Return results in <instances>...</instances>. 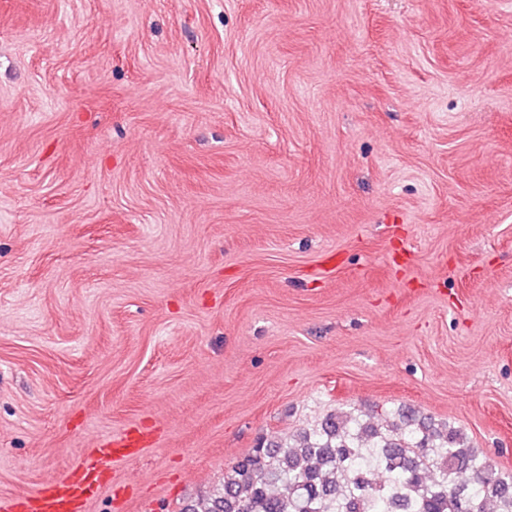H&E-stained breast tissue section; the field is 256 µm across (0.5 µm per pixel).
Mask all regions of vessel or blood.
I'll use <instances>...</instances> for the list:
<instances>
[{"instance_id":"obj_1","label":"vessel or blood","mask_w":512,"mask_h":512,"mask_svg":"<svg viewBox=\"0 0 512 512\" xmlns=\"http://www.w3.org/2000/svg\"><path fill=\"white\" fill-rule=\"evenodd\" d=\"M142 446V437L131 430L109 436L76 473L43 483L23 499L0 502V512H88L101 494L113 462L137 456Z\"/></svg>"}]
</instances>
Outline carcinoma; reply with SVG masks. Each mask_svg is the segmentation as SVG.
<instances>
[{
    "label": "carcinoma",
    "instance_id": "cac0c4a2",
    "mask_svg": "<svg viewBox=\"0 0 512 512\" xmlns=\"http://www.w3.org/2000/svg\"><path fill=\"white\" fill-rule=\"evenodd\" d=\"M190 512H512V476L413 411L334 413L252 449Z\"/></svg>",
    "mask_w": 512,
    "mask_h": 512
}]
</instances>
